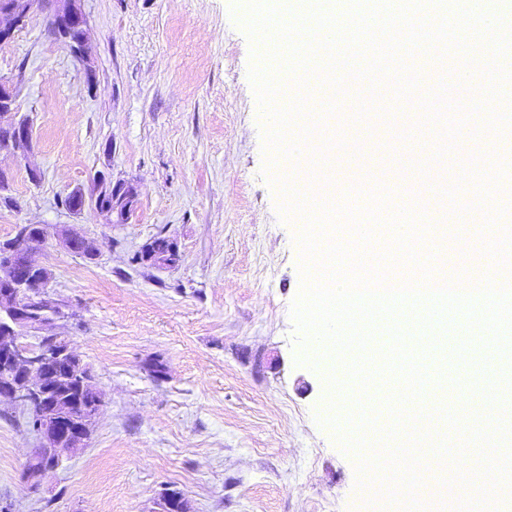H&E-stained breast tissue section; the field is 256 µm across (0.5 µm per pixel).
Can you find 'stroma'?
I'll list each match as a JSON object with an SVG mask.
<instances>
[{"instance_id":"stroma-1","label":"stroma","mask_w":512,"mask_h":512,"mask_svg":"<svg viewBox=\"0 0 512 512\" xmlns=\"http://www.w3.org/2000/svg\"><path fill=\"white\" fill-rule=\"evenodd\" d=\"M91 29L90 66L49 31L44 0L13 39L0 45V79L16 88L18 112L33 128L29 159L2 154L12 208H0V239L19 224L67 225L99 247L89 261L48 238L38 260L52 274L49 294L64 337L90 369L102 407L85 448L30 484L39 442L29 411L0 402V505L9 512H160L178 492L189 512H356L365 490L355 459L324 409L330 354L300 364L291 316L300 285L302 227L283 218L278 157L262 148L266 116L249 80L253 47L233 0H82ZM415 93L394 84L369 95L365 81L344 93L316 82L327 148L318 166L348 186L353 155L370 147L371 167L393 181L390 209L418 207L417 184L439 182L474 242L460 272L492 259L484 246L512 227V145L471 114L467 140L435 157L439 129L422 98L462 65L460 53L416 51ZM41 171L31 182L28 165ZM130 182L136 209L109 224L94 208L74 214L61 200L97 176ZM491 222H481V215ZM177 244L173 266L133 260L154 237ZM162 364L154 377L152 364Z\"/></svg>"}]
</instances>
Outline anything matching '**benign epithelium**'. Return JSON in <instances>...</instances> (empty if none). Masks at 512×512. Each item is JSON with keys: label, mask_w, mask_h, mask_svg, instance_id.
Instances as JSON below:
<instances>
[{"label": "benign epithelium", "mask_w": 512, "mask_h": 512, "mask_svg": "<svg viewBox=\"0 0 512 512\" xmlns=\"http://www.w3.org/2000/svg\"><path fill=\"white\" fill-rule=\"evenodd\" d=\"M42 0H5L0 5V43L10 41L16 29L41 7ZM51 25L58 31L89 28L81 0H53ZM13 89L0 82V152L27 155L31 149L30 121L14 112ZM126 196L116 200L128 210H100L108 224H124L131 216L137 189L125 185ZM31 225L18 224L14 237L0 244V400L8 399L32 412L33 429L42 447L54 456L28 467V476L59 464L63 456L83 447L99 414L102 400L82 403L79 393L88 382L74 364L75 354L48 329L64 317L62 307L48 291L50 270L36 259L47 234L30 235ZM57 237L68 250L97 251L94 241L72 229Z\"/></svg>", "instance_id": "benign-epithelium-1"}]
</instances>
